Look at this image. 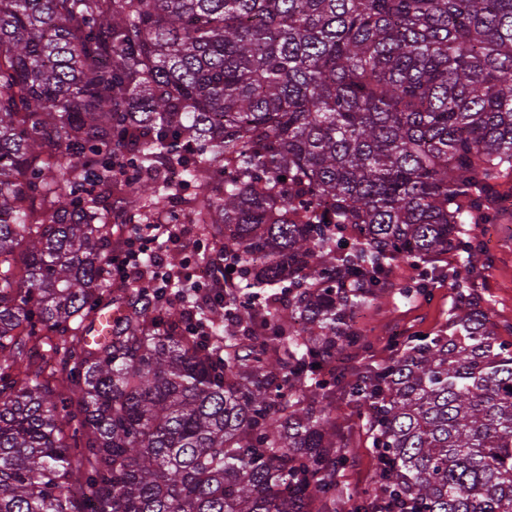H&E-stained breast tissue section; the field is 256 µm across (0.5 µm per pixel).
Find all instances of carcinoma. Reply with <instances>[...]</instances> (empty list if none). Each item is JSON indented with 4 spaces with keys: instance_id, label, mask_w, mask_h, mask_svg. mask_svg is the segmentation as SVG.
<instances>
[{
    "instance_id": "1",
    "label": "carcinoma",
    "mask_w": 512,
    "mask_h": 512,
    "mask_svg": "<svg viewBox=\"0 0 512 512\" xmlns=\"http://www.w3.org/2000/svg\"><path fill=\"white\" fill-rule=\"evenodd\" d=\"M511 180L512 0H0V512H336L338 394L377 449L351 512H512V341L470 291ZM185 212L222 303L175 255L112 294V215ZM448 253L445 327L336 367Z\"/></svg>"
}]
</instances>
